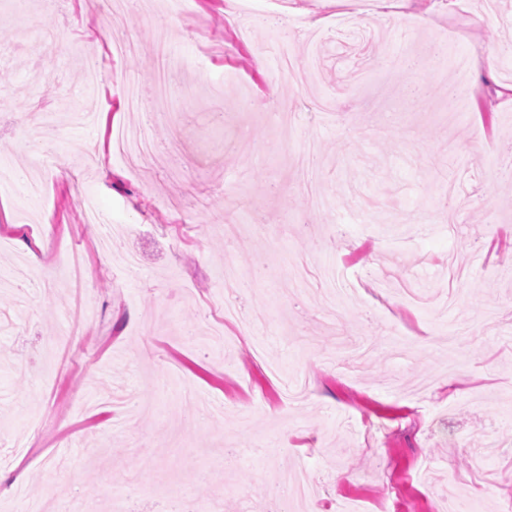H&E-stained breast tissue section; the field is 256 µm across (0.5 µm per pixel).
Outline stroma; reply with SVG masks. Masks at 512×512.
I'll list each match as a JSON object with an SVG mask.
<instances>
[{
    "instance_id": "stroma-1",
    "label": "stroma",
    "mask_w": 512,
    "mask_h": 512,
    "mask_svg": "<svg viewBox=\"0 0 512 512\" xmlns=\"http://www.w3.org/2000/svg\"><path fill=\"white\" fill-rule=\"evenodd\" d=\"M342 2L249 0L228 26L236 0L175 15L147 0L126 11L137 49L119 56L85 50L110 27L105 0H0V166L27 167L16 127L41 110L56 122L40 138L70 162L38 199L0 185V277L21 260L30 281L0 295V512L22 497L46 512H291L272 479L284 467L361 512H435L448 486L512 512V0H402L373 47L334 31ZM315 19L322 77L292 82L271 48ZM156 24L182 65L164 112L123 91L152 82ZM323 92L350 111H322ZM282 106L289 134L270 119ZM120 127L155 142L149 165L115 156ZM80 196L117 225L109 243ZM250 217L262 232L226 242L222 224ZM59 243L87 253L84 287H42ZM336 264L370 273L384 305L326 302ZM447 377L456 398L434 391Z\"/></svg>"
}]
</instances>
